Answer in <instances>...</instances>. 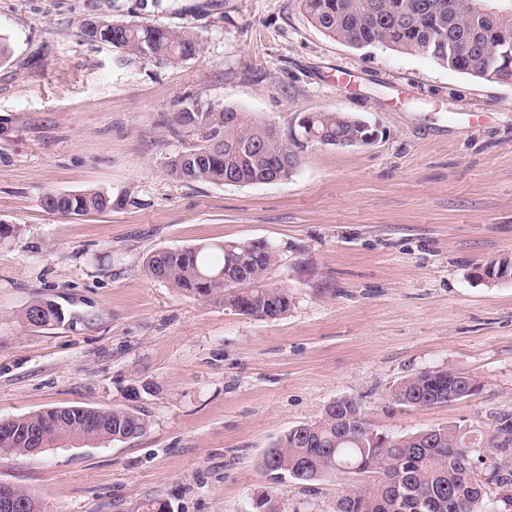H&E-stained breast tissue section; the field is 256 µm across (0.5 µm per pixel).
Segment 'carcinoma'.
I'll return each mask as SVG.
<instances>
[{"label": "carcinoma", "mask_w": 512, "mask_h": 512, "mask_svg": "<svg viewBox=\"0 0 512 512\" xmlns=\"http://www.w3.org/2000/svg\"><path fill=\"white\" fill-rule=\"evenodd\" d=\"M308 21L325 35L355 50L388 48L426 56L450 70L490 82H512V64L488 33L489 26L469 9V0H301ZM96 22L82 38L107 43L125 57L167 64L192 59L202 43L189 29L147 22L119 23L104 10L89 15ZM171 118L189 146L170 161L169 171L185 183L250 185L291 177L300 166L302 142L336 145L368 130L357 116L343 112L305 113L299 135L285 139L277 127L249 117L230 105L185 97ZM45 210L85 215L112 208V198L98 191L59 192L42 198ZM278 253L263 240L221 241L148 254L144 269L180 296L224 305L240 315L276 319L288 312L290 289L267 277ZM30 326L52 329L64 313L51 300L37 297L20 313ZM475 379L457 367H435L411 374L395 385L390 403L428 409L473 395ZM148 415L136 405L101 411L62 407L0 420V450L27 453L52 448L59 441H127L147 433ZM491 448L512 445V418H500L488 438ZM455 426L434 427L393 439L376 432L360 400L343 396L316 420L300 424L279 439L262 458L272 479L311 484L341 476L363 478L338 499L336 512H512V459L501 458L482 472L481 456L458 457L473 448ZM17 512H41L39 497L0 483ZM250 512H281L270 491L252 498Z\"/></svg>", "instance_id": "1"}]
</instances>
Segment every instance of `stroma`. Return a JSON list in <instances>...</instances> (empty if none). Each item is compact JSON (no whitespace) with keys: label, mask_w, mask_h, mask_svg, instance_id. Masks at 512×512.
Returning <instances> with one entry per match:
<instances>
[{"label":"stroma","mask_w":512,"mask_h":512,"mask_svg":"<svg viewBox=\"0 0 512 512\" xmlns=\"http://www.w3.org/2000/svg\"><path fill=\"white\" fill-rule=\"evenodd\" d=\"M112 0V18L195 32L176 65L123 59L84 41L90 0H0V419L53 407L138 404L143 437L0 452V483L48 512H249L273 490L282 512H335L347 484L272 483L260 467L291 428L342 396L400 438L454 425L485 439L512 416V281L477 267L512 257V83L423 56L365 53L307 20L299 0ZM192 94L274 123L348 112L379 132L362 147L301 149L289 179L184 183L168 164L171 123ZM103 191L114 208L46 211L45 194ZM229 240L278 250L272 282L293 304L274 320L179 297L149 279L147 254ZM309 260L312 273L295 265ZM48 298L66 320L27 326ZM441 366L479 384L431 409L392 406L404 377Z\"/></svg>","instance_id":"obj_1"}]
</instances>
